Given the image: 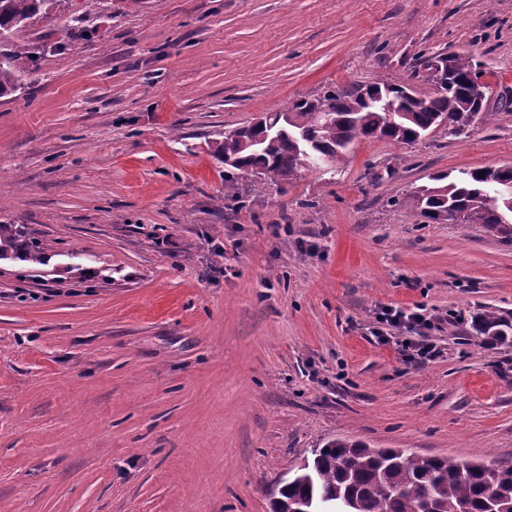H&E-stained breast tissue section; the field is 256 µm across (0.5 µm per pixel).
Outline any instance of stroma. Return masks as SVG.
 I'll return each instance as SVG.
<instances>
[{
	"label": "stroma",
	"mask_w": 512,
	"mask_h": 512,
	"mask_svg": "<svg viewBox=\"0 0 512 512\" xmlns=\"http://www.w3.org/2000/svg\"><path fill=\"white\" fill-rule=\"evenodd\" d=\"M86 15L85 34L70 27ZM0 97V512H271L341 438L512 461V245L431 223V174L512 166V0H59ZM466 52L498 120L224 197L213 143L324 86L434 85ZM385 306L440 324L405 363ZM25 231L20 224L0 223V258L6 256L9 251L19 253L22 250L26 258L32 262H41L40 246L25 245Z\"/></svg>",
	"instance_id": "stroma-1"
}]
</instances>
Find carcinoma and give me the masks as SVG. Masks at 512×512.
<instances>
[{
  "instance_id": "1",
  "label": "carcinoma",
  "mask_w": 512,
  "mask_h": 512,
  "mask_svg": "<svg viewBox=\"0 0 512 512\" xmlns=\"http://www.w3.org/2000/svg\"><path fill=\"white\" fill-rule=\"evenodd\" d=\"M57 2L0 0V96L21 87L37 54L34 47L16 45L14 31L48 14ZM423 66L437 85L430 96L401 82L331 85L313 98H294L279 111L265 113L264 126L224 132L214 146V155L227 167L224 196L241 198L238 175L245 170L254 190L264 192L303 170L336 171L358 139L411 145L439 129L457 138L496 116L473 94L485 72L469 54L430 55ZM413 197L431 222L449 216L512 243V170H473L455 177L434 173ZM20 250L32 262L42 260L40 247L25 245L23 226L0 223V258ZM507 327L494 312L481 321V329L496 336H506ZM280 496L308 512L323 497L338 512L349 507L354 512H424L430 500L443 512H489L491 503L496 512H512V464L422 456L336 438L312 451V459L288 478Z\"/></svg>"
}]
</instances>
